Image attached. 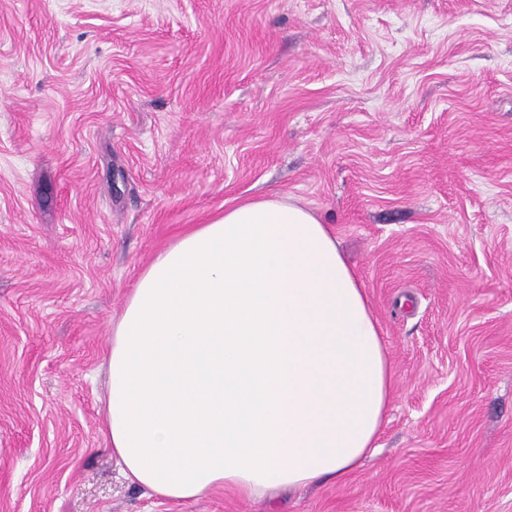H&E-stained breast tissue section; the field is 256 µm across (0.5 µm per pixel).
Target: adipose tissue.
<instances>
[{
    "mask_svg": "<svg viewBox=\"0 0 512 512\" xmlns=\"http://www.w3.org/2000/svg\"><path fill=\"white\" fill-rule=\"evenodd\" d=\"M105 434L171 500L343 481L377 448L395 373L365 289L310 209L225 208L143 271L112 326Z\"/></svg>",
    "mask_w": 512,
    "mask_h": 512,
    "instance_id": "adipose-tissue-1",
    "label": "adipose tissue"
}]
</instances>
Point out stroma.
<instances>
[{"instance_id": "stroma-1", "label": "stroma", "mask_w": 512, "mask_h": 512, "mask_svg": "<svg viewBox=\"0 0 512 512\" xmlns=\"http://www.w3.org/2000/svg\"><path fill=\"white\" fill-rule=\"evenodd\" d=\"M326 224L396 373L281 505L126 481L112 323L247 199ZM0 512H512V0H0Z\"/></svg>"}]
</instances>
